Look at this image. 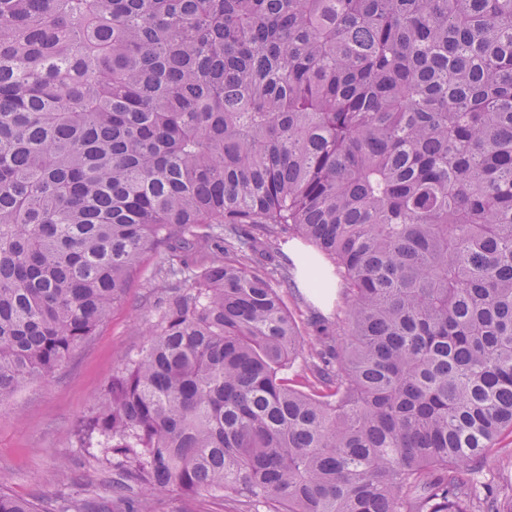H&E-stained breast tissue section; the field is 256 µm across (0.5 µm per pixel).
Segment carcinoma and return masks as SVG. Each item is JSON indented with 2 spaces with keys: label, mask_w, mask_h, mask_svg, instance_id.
Masks as SVG:
<instances>
[{
  "label": "carcinoma",
  "mask_w": 512,
  "mask_h": 512,
  "mask_svg": "<svg viewBox=\"0 0 512 512\" xmlns=\"http://www.w3.org/2000/svg\"><path fill=\"white\" fill-rule=\"evenodd\" d=\"M213 224L236 254L194 269ZM161 245L167 307L78 427L111 497L505 512L512 0H0V404ZM277 283L333 306L308 353ZM488 491L502 502L512 498V434L504 435L487 464Z\"/></svg>",
  "instance_id": "1"
}]
</instances>
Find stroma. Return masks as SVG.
Masks as SVG:
<instances>
[{
    "mask_svg": "<svg viewBox=\"0 0 512 512\" xmlns=\"http://www.w3.org/2000/svg\"><path fill=\"white\" fill-rule=\"evenodd\" d=\"M169 251L151 255L110 318L52 374L24 383L0 403V488L59 512L71 500L97 499L96 481L112 475V453L79 440L77 422L88 415L115 368L145 352L147 322L164 310L170 290L164 269ZM489 492L512 500V434L503 436L487 464ZM154 512H239L222 493L187 495L170 490L154 501Z\"/></svg>",
    "mask_w": 512,
    "mask_h": 512,
    "instance_id": "35a3bbf8",
    "label": "stroma"
}]
</instances>
